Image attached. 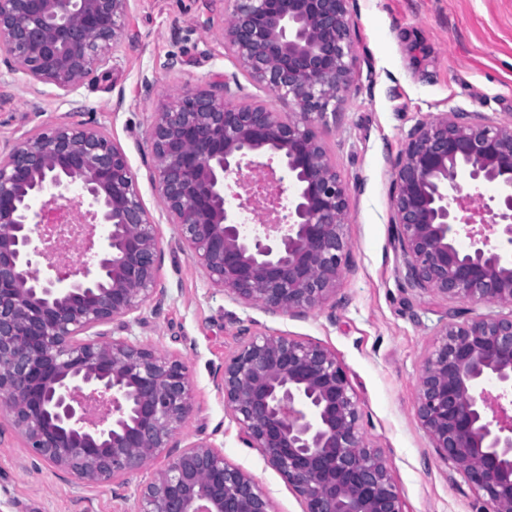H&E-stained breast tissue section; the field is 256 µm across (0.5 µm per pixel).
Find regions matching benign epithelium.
I'll return each mask as SVG.
<instances>
[{
  "label": "benign epithelium",
  "instance_id": "obj_1",
  "mask_svg": "<svg viewBox=\"0 0 512 512\" xmlns=\"http://www.w3.org/2000/svg\"><path fill=\"white\" fill-rule=\"evenodd\" d=\"M133 0H0V48L40 94L65 98L105 66ZM224 45L254 81L289 99L284 117L262 104L231 107L235 72L153 113L151 156L178 246L209 284L266 310L303 314L335 289L350 250L347 186L316 131L352 81L348 0H231ZM277 160V210L262 230L226 190L243 161ZM497 189L493 221L462 201ZM99 243L82 271L39 274L42 226L70 196ZM392 220L405 277L450 301L512 308V120L445 112L417 123L393 164ZM470 239L459 247L461 235ZM161 240L127 155L100 130L57 123L0 148V398L30 452L87 485L126 478L169 448L133 512H273L270 496L207 440L180 446L192 411L185 365L128 338L134 314L166 288ZM512 312L450 320L427 357L417 415L440 458L512 512ZM224 406L304 512H404L386 460L359 428V403L330 349L284 335H252L226 361ZM101 408L89 420L87 407Z\"/></svg>",
  "mask_w": 512,
  "mask_h": 512
}]
</instances>
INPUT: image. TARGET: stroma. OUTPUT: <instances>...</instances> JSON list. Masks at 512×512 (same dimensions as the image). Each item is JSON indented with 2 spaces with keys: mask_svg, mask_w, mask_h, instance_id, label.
<instances>
[{
  "mask_svg": "<svg viewBox=\"0 0 512 512\" xmlns=\"http://www.w3.org/2000/svg\"><path fill=\"white\" fill-rule=\"evenodd\" d=\"M229 0H136L126 34L107 65L70 100L27 92L0 50V145L60 123L98 127L125 151L163 253L162 306L146 302L132 339L181 358L193 410L181 443L208 439L249 472L275 512H303L299 496L224 408L217 383L242 327L320 343L344 366L360 406V430L383 453L404 512H485V496L441 459L417 417L419 380L448 316L499 313V306L450 301L410 287L391 222L392 164L417 122L456 110L512 118V0H349L355 79L317 125L327 155L348 185L350 256L336 290L302 315L266 312L211 287L158 197L149 126L160 104L206 86L236 62L224 49ZM211 19L209 31L198 23ZM187 56L170 71L169 57ZM148 466L122 486L86 487L30 455L16 433L0 440V512H130Z\"/></svg>",
  "mask_w": 512,
  "mask_h": 512,
  "instance_id": "stroma-1",
  "label": "stroma"
}]
</instances>
